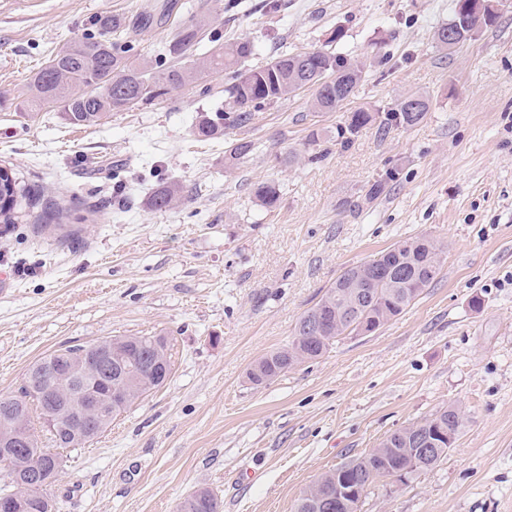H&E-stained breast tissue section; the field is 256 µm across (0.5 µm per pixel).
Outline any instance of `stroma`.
Here are the masks:
<instances>
[{
	"mask_svg": "<svg viewBox=\"0 0 512 512\" xmlns=\"http://www.w3.org/2000/svg\"><path fill=\"white\" fill-rule=\"evenodd\" d=\"M152 2L0 0V95L22 98L96 15ZM284 2L230 18L226 0H178L172 15L250 38L252 67L321 47L336 27L337 51L367 61L343 110L312 111L303 88L257 111L231 133L256 144L233 167L223 142L192 134L197 114L222 102L220 74L206 80L213 94L175 91L90 128L55 109L33 122L0 110V165L31 189L17 223L0 224V393L64 344L170 341L167 382L61 451L46 489L55 512H174L200 488L219 512H293L320 475L450 405L466 420L447 457L406 484L374 483L359 512H512V6L450 54L434 41L450 0ZM412 93L431 98L419 125L367 128L349 148L331 142L318 161L289 163L311 131ZM115 165L128 199L118 212ZM390 169L396 181L366 202ZM169 181L181 204L151 210ZM271 181L277 205L255 206V187ZM421 235L445 244V263L411 307L273 382L248 380L345 268Z\"/></svg>",
	"mask_w": 512,
	"mask_h": 512,
	"instance_id": "35a3bbf8",
	"label": "stroma"
}]
</instances>
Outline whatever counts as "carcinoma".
I'll return each instance as SVG.
<instances>
[{
	"mask_svg": "<svg viewBox=\"0 0 512 512\" xmlns=\"http://www.w3.org/2000/svg\"><path fill=\"white\" fill-rule=\"evenodd\" d=\"M448 21L436 27L434 40L444 50L453 51L471 37L459 20L468 0H452ZM173 5L160 11L137 9L131 13H104L95 17L93 30L74 38L69 46L51 55L29 83L27 100L29 120H34L44 107L52 105L71 126L90 127L100 124L113 112H123L139 104L160 100L175 90L196 84L214 73H224V105L213 112L197 116L193 134L201 140L226 141L225 163L234 164L255 150L245 139H226L230 131L250 123L253 113L277 103L297 90H315L312 109L335 112L355 95L363 80V65L330 49L343 38L340 28L332 30L325 47L312 50L281 51L265 65L244 68L254 46L246 38L221 42L213 35L216 46L202 54L194 48L205 38L210 24L191 19L179 25L161 44L154 59H138L128 31L151 29L166 24ZM430 97L410 94L385 109L358 108L336 126V144H351L358 133L368 127L387 135L399 128L414 127L426 118ZM327 143L321 132L312 131L307 139V160L324 156ZM30 190L16 175L0 169V224L17 221L22 201ZM182 187L166 182L150 196L148 206L154 211L175 208L181 200ZM279 186L262 182L254 191V202L267 210L279 200ZM445 246L427 236L399 240L372 259L345 268L329 286L321 299L303 313L294 328L288 346L260 358L248 372L249 380L260 385L284 375L295 365L321 357L336 338L355 334L356 325L365 321L380 328L406 311L439 275ZM112 342L120 348L112 360V370H103L94 353L95 344L64 345L42 358L56 370L63 369L77 354H85L91 376L90 395L112 393L118 376L129 377L132 394L113 398L117 407L112 417L101 414V429L112 418L130 409L141 397L162 386L154 375L150 360L160 358L172 367L168 340L164 336H118ZM45 389L55 394L64 389L62 377L36 365L28 369L24 382L15 394H0V429L23 418V427L14 433L17 442L0 443V465L9 469L11 483L18 471L37 473L47 446L32 431L30 410L35 404L32 392ZM463 424V414L455 406L437 412L430 418L404 427L383 440L378 448L364 457L352 459L321 475L297 499L294 512H357L358 501L377 480L389 479L398 465L408 468L406 478L431 468L448 455V441L438 437L439 431L456 436ZM442 443L431 454L422 453L427 439ZM58 448H75L89 442L71 430L69 422L51 434ZM358 485L355 498L347 491ZM12 501L13 512H47L43 491L35 488L23 501L14 500V491L0 490V501ZM176 512H218L216 497L207 489H198L181 501Z\"/></svg>",
	"mask_w": 512,
	"mask_h": 512,
	"instance_id": "1",
	"label": "carcinoma"
}]
</instances>
